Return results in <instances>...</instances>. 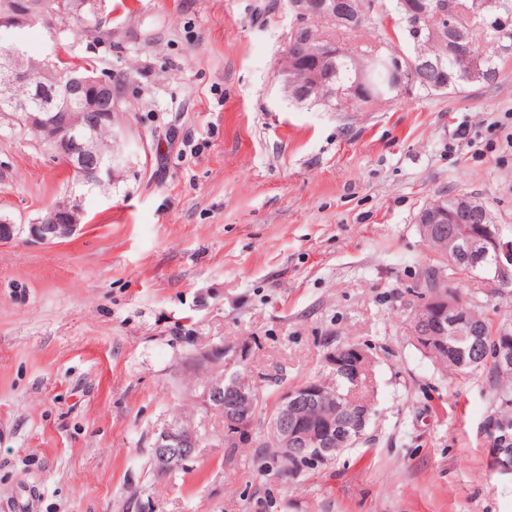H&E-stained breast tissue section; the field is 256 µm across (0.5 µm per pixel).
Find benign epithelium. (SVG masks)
<instances>
[{"instance_id": "1", "label": "benign epithelium", "mask_w": 512, "mask_h": 512, "mask_svg": "<svg viewBox=\"0 0 512 512\" xmlns=\"http://www.w3.org/2000/svg\"><path fill=\"white\" fill-rule=\"evenodd\" d=\"M289 9L295 15L291 39L287 45L278 77L281 90L304 84L309 94L320 95L321 77L303 69L301 54L296 50V37L306 35L308 21L326 15L354 16L369 13L365 0H289ZM458 6L454 0L448 8L433 5L422 11L429 30L456 26ZM73 12V7L56 6L48 0H0V29L9 32L38 24L54 26V21ZM410 60L403 54L393 56L388 68L401 91H408L412 82L407 73ZM29 88L26 97L13 95L18 86ZM63 88L64 102L45 107L41 103L43 92ZM0 93L4 95L21 125L52 151L58 159L69 163L70 169L85 183L104 188L112 184L117 174L115 152L101 150L97 134L112 125V77L99 75L87 67L62 68L53 60H45L34 68L19 51L0 57ZM83 110V119L74 118V109ZM83 208L81 199L68 196L50 208L48 214L28 225L29 236L36 242L58 244L74 236L81 226ZM425 239L441 243L448 237L464 243L469 256L491 260L490 274L483 281L497 288L512 286V240L501 233L495 215L487 204L470 193L456 196L453 207L442 201H429L416 218ZM435 262L416 284L422 301L408 316V332L415 342L428 350L448 349L447 340L439 337L437 329L445 328L453 336H475L473 319L467 317V307L450 288L448 279V252L439 251ZM249 348L213 344L194 351L187 366L194 372L213 369L229 373L246 363ZM362 351L337 349L327 354V365L337 375L360 385L362 378ZM497 365L502 371L512 370V325L501 330V340L495 351ZM258 393L247 382L232 381L222 384H203L194 388L191 398L203 409L224 414V427L209 431L205 425L185 427L175 423L154 434L150 446L153 473L165 477L189 467L204 447L241 448L256 441L258 433L279 440L278 452L294 468L301 461L323 466L335 459L336 449L351 448L365 435L368 414L348 418L334 405L336 396L325 395L314 381L300 386L284 388L277 400L276 412L263 423L249 416L245 408ZM496 469L512 473V436L502 430L495 438L492 449Z\"/></svg>"}]
</instances>
